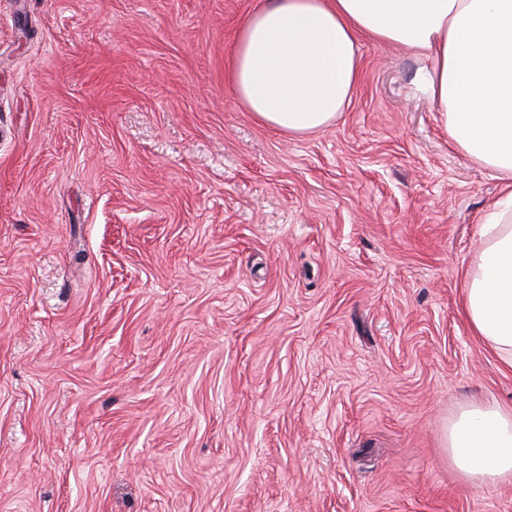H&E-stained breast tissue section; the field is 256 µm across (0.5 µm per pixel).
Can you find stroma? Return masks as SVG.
<instances>
[{
  "mask_svg": "<svg viewBox=\"0 0 512 512\" xmlns=\"http://www.w3.org/2000/svg\"><path fill=\"white\" fill-rule=\"evenodd\" d=\"M258 0H0V512H512L453 465L512 404L464 274L502 185L421 59L336 122L231 90Z\"/></svg>",
  "mask_w": 512,
  "mask_h": 512,
  "instance_id": "stroma-1",
  "label": "stroma"
}]
</instances>
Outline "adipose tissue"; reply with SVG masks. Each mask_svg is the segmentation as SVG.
Returning <instances> with one entry per match:
<instances>
[{
	"mask_svg": "<svg viewBox=\"0 0 512 512\" xmlns=\"http://www.w3.org/2000/svg\"><path fill=\"white\" fill-rule=\"evenodd\" d=\"M363 37L425 58L424 90L449 139L504 187L466 272L463 309L512 366V0H260L230 53L235 98L281 133L321 132L359 83ZM448 450L471 479L512 477V408L465 410Z\"/></svg>",
	"mask_w": 512,
	"mask_h": 512,
	"instance_id": "1",
	"label": "adipose tissue"
}]
</instances>
